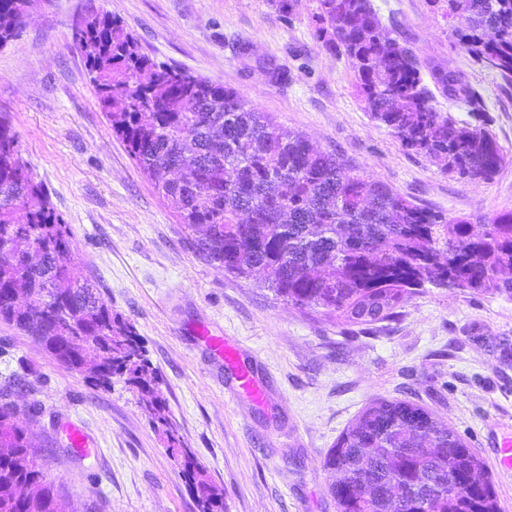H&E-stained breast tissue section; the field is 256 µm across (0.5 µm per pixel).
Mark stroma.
Here are the masks:
<instances>
[{"mask_svg": "<svg viewBox=\"0 0 512 512\" xmlns=\"http://www.w3.org/2000/svg\"><path fill=\"white\" fill-rule=\"evenodd\" d=\"M383 23L424 65L450 69L477 93L482 117L512 155V84L477 62L440 0H373ZM111 13L153 60L224 84L320 150L344 155L409 200L448 216L512 211V164L489 181H459L405 150L373 122L345 57L314 37L318 0L291 16L268 0H36L0 49V114L23 161L72 232L77 265L136 328L182 444L224 491V512H337L323 461L371 402L428 407L484 462L512 430V299L425 286L388 322L354 326L277 298L257 278L201 258L96 104L73 39L88 9ZM288 74L274 77L275 70ZM235 343L266 386L236 390L200 329ZM20 379L16 417L41 448L47 482L73 512H198L136 391L101 388L0 321V388ZM72 421L97 444L70 448Z\"/></svg>", "mask_w": 512, "mask_h": 512, "instance_id": "obj_1", "label": "stroma"}]
</instances>
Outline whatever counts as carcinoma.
Here are the masks:
<instances>
[{
    "label": "carcinoma",
    "instance_id": "cac0c4a2",
    "mask_svg": "<svg viewBox=\"0 0 512 512\" xmlns=\"http://www.w3.org/2000/svg\"><path fill=\"white\" fill-rule=\"evenodd\" d=\"M31 0H0V48ZM315 37L349 61L369 117L405 148L461 180H491L508 163L483 123L433 106L435 92L478 108L451 71L424 65L381 21L372 0H318ZM468 51L512 82V0H445ZM98 106L140 172L198 234L196 251L301 309L348 324L392 320L425 285L512 298V212L475 224L422 207L338 156L316 149L208 78L158 64L116 17L74 36ZM0 321L56 361L109 387L121 378L175 442L158 375L134 325L75 265L72 234L20 156L0 116ZM0 391V512H67L43 481L37 445ZM199 512H224V492L187 448H171ZM324 466L338 512H499L492 474L465 441L407 400L368 405Z\"/></svg>",
    "mask_w": 512,
    "mask_h": 512
}]
</instances>
